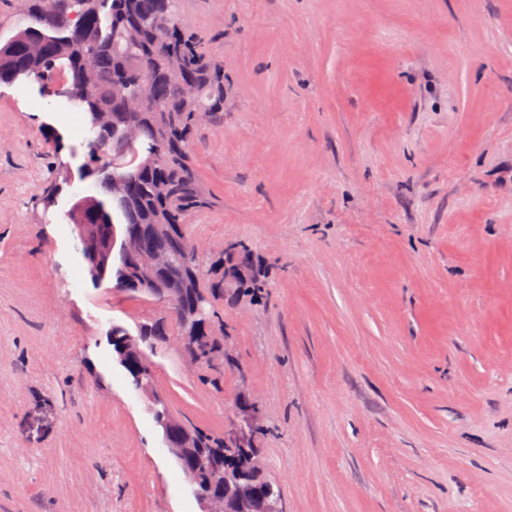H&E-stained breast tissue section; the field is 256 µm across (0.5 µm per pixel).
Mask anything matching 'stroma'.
Here are the masks:
<instances>
[{
  "mask_svg": "<svg viewBox=\"0 0 512 512\" xmlns=\"http://www.w3.org/2000/svg\"><path fill=\"white\" fill-rule=\"evenodd\" d=\"M179 17L224 70L186 231L208 262L245 246L264 290L215 303L223 389L168 349L155 390L216 435L249 395L284 512H512V0ZM87 137L36 82L0 83V512H199L106 337L155 304L93 283L69 221L97 193Z\"/></svg>",
  "mask_w": 512,
  "mask_h": 512,
  "instance_id": "stroma-1",
  "label": "stroma"
}]
</instances>
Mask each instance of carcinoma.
I'll use <instances>...</instances> for the list:
<instances>
[{
	"mask_svg": "<svg viewBox=\"0 0 512 512\" xmlns=\"http://www.w3.org/2000/svg\"><path fill=\"white\" fill-rule=\"evenodd\" d=\"M178 0H25L30 24L0 43V82L31 79L43 91L60 95L59 86L74 94L69 103L87 115L94 137L88 143V160L81 177L92 178L105 198H84L72 210L82 250L115 280L114 288L161 301L159 290L182 288L184 293L162 301L161 309L137 325L136 333L148 337L152 352L169 345L181 326L194 327L198 338L181 348L182 357L199 367L216 371L200 381L223 384L224 337L222 320L213 301L224 295V272L204 279L200 256L176 250L173 242L185 212L205 203L197 174L190 162L189 143L193 113L224 108V73L198 50L181 28ZM179 64L183 79L194 87L187 98L167 74V64ZM144 94L141 111L128 99ZM143 127L140 149L129 146L113 130L131 121ZM136 233L144 254L171 252L165 271L148 278L122 255H113L116 226ZM197 274L190 284L189 273ZM207 299L205 314L191 310L190 292ZM259 408L245 402L240 418L258 439L270 428L256 422ZM194 447L206 454L229 458L237 444L216 437L184 421Z\"/></svg>",
	"mask_w": 512,
	"mask_h": 512,
	"instance_id": "obj_1",
	"label": "carcinoma"
}]
</instances>
